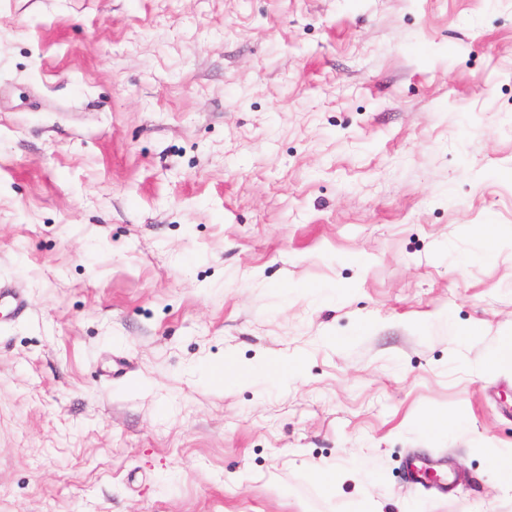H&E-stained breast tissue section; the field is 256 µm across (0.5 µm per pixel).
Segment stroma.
I'll return each mask as SVG.
<instances>
[{"label":"stroma","mask_w":512,"mask_h":512,"mask_svg":"<svg viewBox=\"0 0 512 512\" xmlns=\"http://www.w3.org/2000/svg\"><path fill=\"white\" fill-rule=\"evenodd\" d=\"M0 282V512H512V0H0ZM439 466L437 460L429 457H414L409 463L410 469H412L420 483L443 489L446 485H451L452 482L448 479V484L446 483L445 473Z\"/></svg>","instance_id":"35a3bbf8"}]
</instances>
